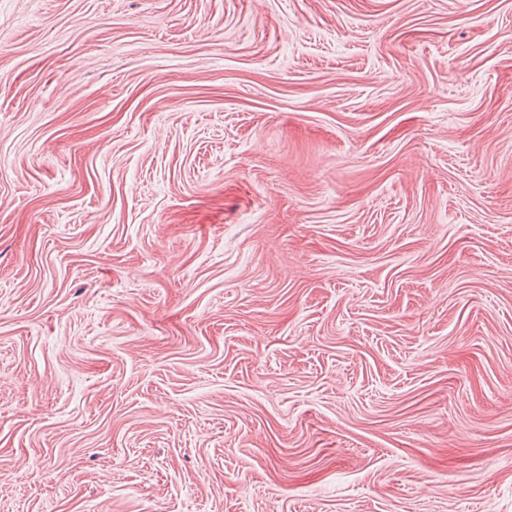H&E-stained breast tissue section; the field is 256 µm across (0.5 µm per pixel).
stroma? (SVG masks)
<instances>
[{"mask_svg":"<svg viewBox=\"0 0 512 512\" xmlns=\"http://www.w3.org/2000/svg\"><path fill=\"white\" fill-rule=\"evenodd\" d=\"M0 512H512V0H0Z\"/></svg>","mask_w":512,"mask_h":512,"instance_id":"35a3bbf8","label":"stroma"}]
</instances>
